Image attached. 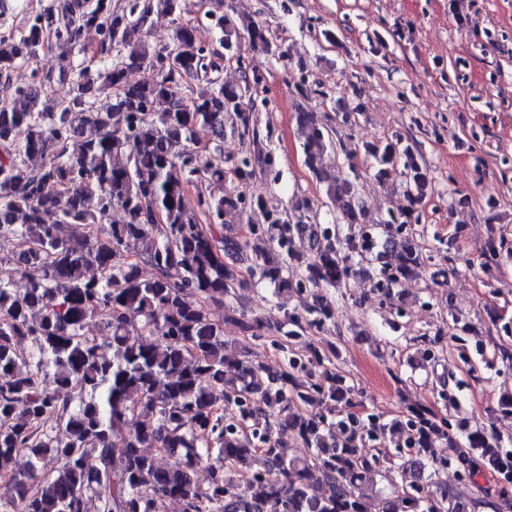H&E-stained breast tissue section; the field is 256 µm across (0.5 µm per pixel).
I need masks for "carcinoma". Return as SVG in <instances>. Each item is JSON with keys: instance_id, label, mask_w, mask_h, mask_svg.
Instances as JSON below:
<instances>
[{"instance_id": "obj_1", "label": "carcinoma", "mask_w": 512, "mask_h": 512, "mask_svg": "<svg viewBox=\"0 0 512 512\" xmlns=\"http://www.w3.org/2000/svg\"><path fill=\"white\" fill-rule=\"evenodd\" d=\"M155 11L176 23L158 49L145 38ZM182 11V0H129L122 12L112 0H56L24 35L0 36V73L50 37L70 52L89 27L102 36L101 55L117 50L104 71L81 70L54 112L37 109L32 86L0 104V237L18 242L9 275H0V512H87L90 499L96 512H163L168 500L183 512H468L439 473L481 462L512 484V450L497 435L469 431L462 445L448 416L422 406L386 420L332 367L335 346L291 348L303 325L335 318L322 299L302 313L289 308L293 293L338 288L355 265L389 254L375 288L391 305L393 287L424 265L422 252L410 237L380 234L396 217L363 222L356 179L325 163L333 139L314 112L296 113L305 162L341 217L292 224L262 197L247 203L221 191L227 173L245 178L269 163L257 148L226 168L219 146L230 119L250 132L245 105L257 103L256 88L208 78L200 30L179 22ZM212 29L227 44L244 30L262 51L288 57L258 22L214 15ZM147 60L156 77L130 81ZM104 89L106 110L96 106ZM365 153L380 177L401 170L411 205L421 203L427 168L409 148L391 140ZM199 183L216 191L198 194L192 208L187 190ZM249 207L265 223L248 225L245 239L216 231ZM63 224L88 232L64 237ZM303 238L307 257L295 248ZM131 241L151 275L124 255ZM245 271L273 287L284 312V365L275 372L229 354L211 313L246 286ZM238 324L261 338L259 317ZM25 340L28 352L19 349ZM288 433L305 455L292 454ZM365 440L394 449L390 466L359 448ZM149 448L174 464L158 465ZM20 457L26 467L17 471ZM48 457L57 462L49 470ZM253 458L263 468H251ZM204 464L202 485L195 472ZM377 477L390 492L377 489Z\"/></svg>"}]
</instances>
